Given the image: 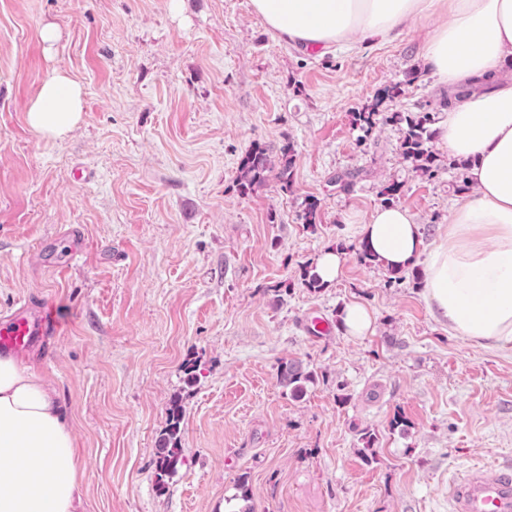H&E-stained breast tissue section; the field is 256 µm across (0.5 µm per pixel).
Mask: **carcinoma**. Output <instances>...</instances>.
<instances>
[{
	"label": "carcinoma",
	"mask_w": 512,
	"mask_h": 512,
	"mask_svg": "<svg viewBox=\"0 0 512 512\" xmlns=\"http://www.w3.org/2000/svg\"><path fill=\"white\" fill-rule=\"evenodd\" d=\"M403 94L404 88L400 83L385 87L362 111L353 113L352 123L366 137L381 124L393 123L401 126L400 156L417 176L430 178L438 169L437 156L432 148L434 135L430 129L433 118L428 112L413 115L409 112L387 111V104L399 99ZM293 157L294 146L289 139L283 142L276 156L270 155L266 148L259 145L248 150L238 167L237 186L240 193L246 194L257 186L267 184L272 178L279 184L281 191L293 192ZM300 219L304 224L318 223V200L310 198L305 202ZM300 278L302 284L313 292L325 288V283L312 266L303 267ZM277 380L286 392L298 398L306 392L308 385L316 383L317 373L299 361L288 360L281 363ZM181 438L182 406L175 401L168 409L167 424L158 439V479L177 472L181 463Z\"/></svg>",
	"instance_id": "1"
}]
</instances>
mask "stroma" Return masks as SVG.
<instances>
[{
	"label": "stroma",
	"instance_id": "35a3bbf8",
	"mask_svg": "<svg viewBox=\"0 0 512 512\" xmlns=\"http://www.w3.org/2000/svg\"><path fill=\"white\" fill-rule=\"evenodd\" d=\"M428 26L321 55L276 38L250 0H0V316L25 300L56 312L33 364L86 462L80 512H448L450 480L512 463V351L451 336L420 280L389 287L354 253V221L390 183L428 247L457 197L447 151L426 180L402 160L399 126L365 138L351 123L397 82L392 111L440 117ZM56 68L82 86L84 112L50 140L27 106ZM287 138L293 193L240 194L241 157ZM72 233L86 245L68 267ZM342 246L340 278L310 292L302 267ZM351 302L373 311L372 334L336 329ZM317 317L332 326L319 338ZM289 359L318 374L298 398L277 382ZM176 398L183 460L161 486ZM397 413L405 431L390 428ZM365 428L379 435L372 463Z\"/></svg>",
	"mask_w": 512,
	"mask_h": 512
}]
</instances>
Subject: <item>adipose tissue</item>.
<instances>
[{
    "instance_id": "adipose-tissue-1",
    "label": "adipose tissue",
    "mask_w": 512,
    "mask_h": 512,
    "mask_svg": "<svg viewBox=\"0 0 512 512\" xmlns=\"http://www.w3.org/2000/svg\"><path fill=\"white\" fill-rule=\"evenodd\" d=\"M281 39L328 53L371 38L393 41L432 25L423 60L448 97L435 141L467 160L469 192L455 201L433 248L400 206L376 209L360 240L387 269L423 263L422 296L451 335L512 348V0H251ZM82 88L54 69L28 106L44 137L81 118ZM86 467L56 391L18 356L0 354V512H77Z\"/></svg>"
}]
</instances>
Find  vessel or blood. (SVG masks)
<instances>
[{"instance_id": "vessel-or-blood-1", "label": "vessel or blood", "mask_w": 512, "mask_h": 512, "mask_svg": "<svg viewBox=\"0 0 512 512\" xmlns=\"http://www.w3.org/2000/svg\"><path fill=\"white\" fill-rule=\"evenodd\" d=\"M51 323L47 307L22 304L0 321V350L24 352L43 341ZM451 512H512V467H482L448 484Z\"/></svg>"}]
</instances>
